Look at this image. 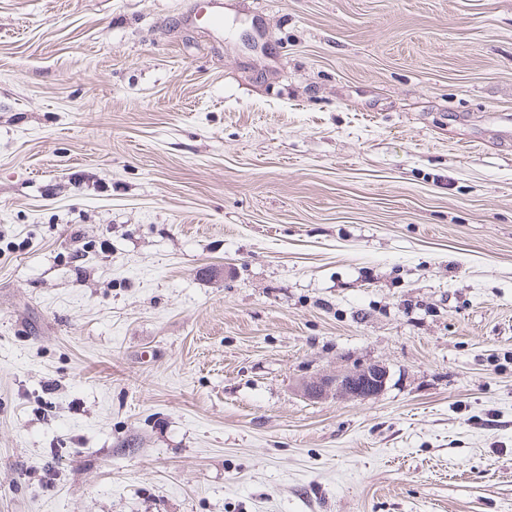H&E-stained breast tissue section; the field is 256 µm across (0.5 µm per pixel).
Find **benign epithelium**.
<instances>
[{
    "instance_id": "benign-epithelium-1",
    "label": "benign epithelium",
    "mask_w": 512,
    "mask_h": 512,
    "mask_svg": "<svg viewBox=\"0 0 512 512\" xmlns=\"http://www.w3.org/2000/svg\"><path fill=\"white\" fill-rule=\"evenodd\" d=\"M387 380L386 367L373 364L333 376L305 380L300 385V392L305 398L313 400L333 397L338 400L364 401L382 393Z\"/></svg>"
}]
</instances>
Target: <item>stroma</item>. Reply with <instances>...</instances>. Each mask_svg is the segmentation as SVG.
Listing matches in <instances>:
<instances>
[{
  "instance_id": "35a3bbf8",
  "label": "stroma",
  "mask_w": 512,
  "mask_h": 512,
  "mask_svg": "<svg viewBox=\"0 0 512 512\" xmlns=\"http://www.w3.org/2000/svg\"><path fill=\"white\" fill-rule=\"evenodd\" d=\"M191 3L0 0V512H512V0ZM386 367L373 364L362 369L346 371L333 376H320L304 380L300 392L306 399L368 400L386 388Z\"/></svg>"
}]
</instances>
